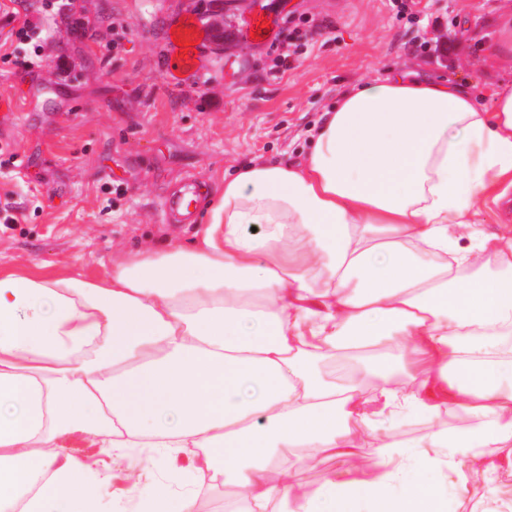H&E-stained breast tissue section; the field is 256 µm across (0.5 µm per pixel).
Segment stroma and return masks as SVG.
<instances>
[{"mask_svg":"<svg viewBox=\"0 0 512 512\" xmlns=\"http://www.w3.org/2000/svg\"><path fill=\"white\" fill-rule=\"evenodd\" d=\"M0 0V44L22 15L39 20L36 69L0 62V270L103 277L143 245L191 240L217 203L224 176L258 160L290 161L308 131L350 86L414 68L469 85L482 100L488 50L512 0H239L222 29V0ZM272 19L251 38L252 17ZM200 35L194 63L172 69L170 37L184 18ZM224 54H216L217 40ZM301 51L288 71L279 55ZM193 189L192 219H166L171 195ZM67 453L105 479L92 492L104 512L141 489L191 495L195 512H223L226 490L209 472L184 482L159 469L154 448L117 451L75 432Z\"/></svg>","mask_w":512,"mask_h":512,"instance_id":"35a3bbf8","label":"stroma"}]
</instances>
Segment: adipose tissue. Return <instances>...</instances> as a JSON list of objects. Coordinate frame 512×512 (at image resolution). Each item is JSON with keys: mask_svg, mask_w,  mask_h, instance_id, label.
<instances>
[{"mask_svg": "<svg viewBox=\"0 0 512 512\" xmlns=\"http://www.w3.org/2000/svg\"><path fill=\"white\" fill-rule=\"evenodd\" d=\"M491 93L390 71L341 94L304 159L225 178L193 246L96 280L0 273V512H101L99 474L60 449L76 431L189 454L232 512H448L399 475L492 480L512 460V228L481 215L512 173V82ZM384 338V360L323 373ZM414 415L434 422L420 450L378 435L370 473L295 481L293 456L347 462L371 417Z\"/></svg>", "mask_w": 512, "mask_h": 512, "instance_id": "ef3b65f1", "label": "adipose tissue"}]
</instances>
